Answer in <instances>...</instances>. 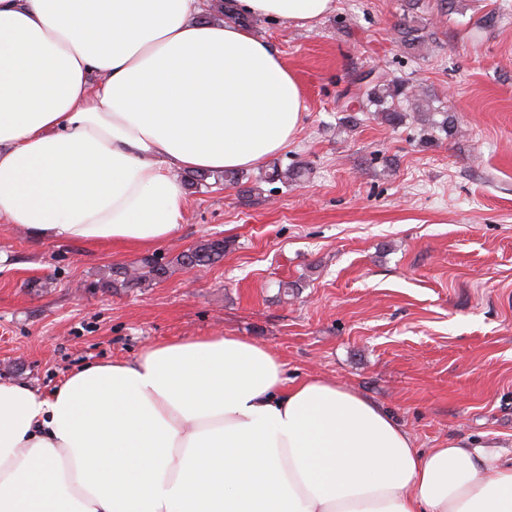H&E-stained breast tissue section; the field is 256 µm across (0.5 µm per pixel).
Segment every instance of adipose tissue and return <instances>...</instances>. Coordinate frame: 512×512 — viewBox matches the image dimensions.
<instances>
[{
	"label": "adipose tissue",
	"instance_id": "1",
	"mask_svg": "<svg viewBox=\"0 0 512 512\" xmlns=\"http://www.w3.org/2000/svg\"><path fill=\"white\" fill-rule=\"evenodd\" d=\"M0 0V221L150 247L185 222L183 171L282 153L307 107L245 18L315 28L336 0ZM0 512H512V462L421 450L369 398L288 382L217 333L91 364L52 396L0 379Z\"/></svg>",
	"mask_w": 512,
	"mask_h": 512
}]
</instances>
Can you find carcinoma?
<instances>
[{
  "mask_svg": "<svg viewBox=\"0 0 512 512\" xmlns=\"http://www.w3.org/2000/svg\"><path fill=\"white\" fill-rule=\"evenodd\" d=\"M428 38L425 27L416 20H408L399 30V43L406 49H414ZM362 106L375 107V113L389 125L402 123L405 114L402 106L408 105L416 112L417 120L426 122L429 113L436 111L434 100L424 91L403 81L376 76L364 84V90L357 98ZM229 243L223 239H202L186 252L175 257L176 264L189 268L208 269L224 259ZM170 263L153 257H145L132 267L116 266L112 268V287L137 288L147 281H155L169 272Z\"/></svg>",
  "mask_w": 512,
  "mask_h": 512,
  "instance_id": "1",
  "label": "carcinoma"
}]
</instances>
